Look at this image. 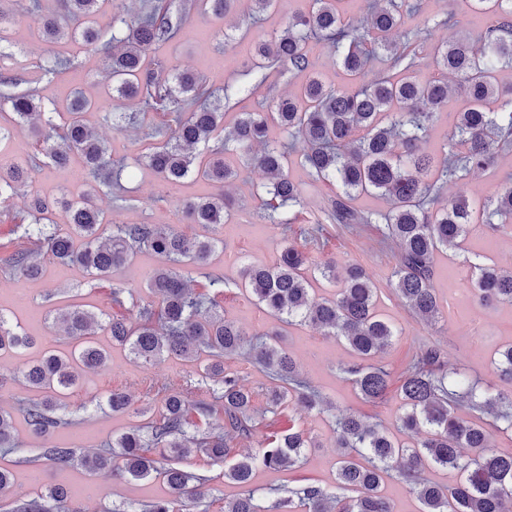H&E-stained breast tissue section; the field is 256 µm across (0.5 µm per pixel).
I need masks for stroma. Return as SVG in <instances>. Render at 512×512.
I'll use <instances>...</instances> for the list:
<instances>
[{"label":"stroma","instance_id":"1","mask_svg":"<svg viewBox=\"0 0 512 512\" xmlns=\"http://www.w3.org/2000/svg\"><path fill=\"white\" fill-rule=\"evenodd\" d=\"M302 0H283L278 11L265 14L262 21L252 22L247 12L235 16L236 43L224 44L214 32L222 23L214 16L194 15L187 29L173 42L156 52L157 58L177 62L204 77L210 85L226 88L231 99L249 97L257 93L265 97V90L255 89L257 73L251 72V43L259 38L280 31L288 15L302 9ZM457 19V26L442 24L444 13ZM471 16L470 0H425L421 12L406 19L397 40H405L407 32L428 28L425 41L419 42L421 55H428L431 46L460 35L461 23ZM53 52L70 57L84 74L83 83L53 81L42 84L41 96L48 101L66 104L72 91L80 90L94 95L98 107L85 113L84 121L101 138L112 145L113 158L132 157L148 130L159 126V118L148 120L143 127H127L116 131L102 119V106L113 111L128 112L130 102L110 98L107 85L109 77L100 56L88 53L82 44L53 45ZM289 177L302 191L300 205L289 215L294 222L290 231L269 224L260 217L263 172L256 167H243L226 190L237 200L233 219L229 224L213 228L203 224H181L178 232L190 237H216L222 244L210 269L223 276L224 288L220 296L225 319L232 321L249 334L277 331L279 344L295 357L303 378L316 388L324 398L322 406L308 408L290 403L277 413L267 415L260 437L277 435L294 428L303 431L314 443L308 449V461L295 471L258 467L249 489L259 504H266L269 489L288 487L295 480L306 478L328 490L336 488V425L335 418L351 411L364 420L382 424L389 432H396L401 402L396 393H389L384 401L371 403L362 398L344 366L354 360L344 339L323 335L307 325L288 324L276 319L260 306L242 285L240 271L244 265L274 264L280 249L293 243L309 257L306 269L315 293L320 297L333 294L336 283L326 281L316 271L320 262L336 260L338 265L353 263L364 268L376 289L379 313L399 331L375 362L377 365L400 374L408 362L428 345L442 349L448 368L458 370L470 379L479 381L490 391H507L512 383L501 379L496 364L500 353L512 346V304L502 303L495 309L485 310L476 305L471 293V260L512 270V232L488 236L483 225H471L470 230L455 249L440 250L434 257L439 274L436 287L441 314L431 324L421 322L404 304L390 285L397 261L394 243L382 239L375 224H360L348 229L327 220L325 209L336 188L326 182L312 181L308 171L297 161H290ZM512 177V151L497 152L491 169L474 172L449 183L445 199L465 198L479 202L494 197L506 178ZM121 183L127 195L140 201L139 207L125 208L116 196L99 193L96 203L115 224H165L176 214L180 204L188 199L213 194L209 182L186 179L177 188H170L154 172L145 167L126 170ZM325 224L320 242L306 240L303 228L315 221ZM160 263L148 251L136 253L126 264L113 268L110 281L92 284L86 272L77 265L46 263L43 276L36 281L13 274L0 273V314L16 330L38 336L57 347L68 348L69 339L52 322H30L25 313L17 309L18 297H26L30 306L43 311L49 302L59 304H90L103 313H115L111 302V288L120 285L133 289L136 298L149 300L146 281ZM97 341L108 351L105 364L96 371L82 374L77 386L67 390L62 401L67 411L75 416L73 425L60 427L49 435L39 436L30 431L19 409L23 401L34 398L18 376L30 363L39 359V352L26 349L0 354V376L7 379L0 390V406L15 414V449L7 454L0 452V468L12 469L14 479L8 496L0 498V505L10 506L17 499H30L44 492L46 486L56 482L57 474L48 465L39 468L27 466L26 461L35 457L40 448L51 444H64L82 452H98L111 445L113 439L134 427L144 425L146 416L139 414V407L158 404L157 390L167 385L186 388L192 401L212 402L213 394L208 384L202 382L198 364L170 357L155 366L135 360L126 349L113 345L108 333L102 332ZM115 391L128 393L136 407L115 414L107 405L108 396ZM182 467L209 476L210 512H220L225 500L242 494V487L226 482L223 464H215L193 454L184 458ZM68 480L94 479L100 492L93 500L75 501L76 512H114L124 508L135 512L139 503L165 496L167 488L161 479L149 481L113 479L110 472L95 476L76 468L70 470Z\"/></svg>","mask_w":512,"mask_h":512}]
</instances>
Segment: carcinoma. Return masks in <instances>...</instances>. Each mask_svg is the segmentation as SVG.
<instances>
[{
    "instance_id": "carcinoma-1",
    "label": "carcinoma",
    "mask_w": 512,
    "mask_h": 512,
    "mask_svg": "<svg viewBox=\"0 0 512 512\" xmlns=\"http://www.w3.org/2000/svg\"><path fill=\"white\" fill-rule=\"evenodd\" d=\"M11 2L0 0V108H10L14 128L0 126V141L12 138L15 128L26 130L37 138L39 155L0 168V205L8 207L17 188L28 186L42 165L65 167L75 153L96 187L112 188L127 163L112 160L107 142L85 124L83 115L94 107L93 98L83 93L72 98L68 118L60 125L55 104L40 97L43 81L75 71L73 60L55 55L35 62L15 50L8 34L15 22ZM31 2L29 13L42 40L81 41L102 55L117 97L134 102L142 115L166 113V136L157 141L150 135L153 142L139 151L135 162L171 186L195 178L217 187L210 196L183 203L192 224L217 228L228 221L233 200L224 193V184L237 176L229 159L235 154L268 176L263 217L288 231V209L300 202L287 172L288 156L295 152L314 181L338 185L336 199L327 209L330 221L347 226L383 221L385 239L399 248L391 285L427 323L440 313L434 254L457 247L471 224H482L492 234L512 226L511 182L478 208L465 199L440 204L449 181L488 169L494 164V150L512 148V83L499 79L500 71L512 66V0H473L474 19L488 25L475 42L464 36L436 46L432 63L442 77L431 81L417 76L421 57L413 43L392 39L405 18L420 11L421 0H304L306 8L289 15L280 32L255 42L253 67L262 71L257 89L272 70L281 76L304 73L305 81L294 93L242 107L229 128L224 127V106L230 98L215 95L208 84L177 64L147 57L181 34L193 13L227 18L244 2L248 14L257 19L281 0H178L135 15L114 11L108 38L98 28V18L113 0H60L61 8L48 13L40 9V0ZM355 7L366 11L358 25L349 18ZM314 35L336 53L342 80L336 87L326 86L317 73V61L308 49ZM373 60L378 68L372 72ZM450 79L464 103L459 111L448 113L453 139L439 157L423 143L436 112L448 104ZM492 101L500 103L499 111L488 109ZM272 126L282 128L287 141L269 140ZM360 193L386 198L389 210H356L352 201ZM25 197L24 210L13 221L30 247L3 258L4 269L36 280L42 272L39 256L45 254L58 263L82 267L95 281L108 277L136 251H150L162 260L147 282L153 301L140 303L131 289L112 288L115 305L123 307L125 299H131L134 323L123 317L105 321L84 305L55 308L53 320L64 326L74 348L68 354L48 349L22 371L28 388L48 393L21 408L33 431L47 434L73 422L58 397L77 384L76 368L93 370L107 358L94 340L104 328L113 343L149 366L170 356L188 362L203 354L208 357L202 379L211 383L215 404L193 405L184 391L165 387L156 417L112 442L123 461L119 477H160L167 486L166 496L142 504L139 512H181L187 502L208 512L209 477L178 466L191 452L224 464V478L240 486L250 485L258 465L283 470L304 465L306 449L314 443L292 428L257 452L226 463L227 439L257 437L265 414L254 409L253 393L241 379L224 371V359L246 355L267 373L273 383L269 412L292 401L313 408L322 399L301 378L287 350L262 335L250 338L224 319L217 301L223 278L209 277L211 293L196 294L187 287L181 271L208 266L221 240L189 238L169 224H115L106 233L91 189L77 194L67 190L55 201L35 192ZM57 207L67 215L65 229L53 219ZM307 264L304 252L287 245L275 265H246L241 277L244 287L274 317L296 319L344 338L356 356L346 373L362 397L370 402L386 399L394 380L372 358L391 343L395 330L376 312L372 283L359 266L339 268L329 260L317 270L325 280L341 281L342 287L332 297L317 300L310 294ZM472 268L482 304L512 302V271L479 263ZM34 342L0 315V351L27 349ZM397 392L404 405L401 431L418 442L402 444L384 428L351 413L338 418L336 483L344 494L304 482L273 490L267 506L257 503L251 491L226 499L224 512H393L383 486L394 471L417 497L420 512H512V455L498 454L489 444V429L512 431V393L491 394L479 382L448 369L442 350L434 345L408 364ZM193 410L206 417L218 412L220 421L200 433L190 420ZM13 448L12 414L1 408L0 451ZM40 460L60 472L76 464L89 472L112 468L110 452L79 455L59 445L40 449L31 462ZM437 467L456 471L455 483L443 487L423 478ZM68 498L67 489L56 482L36 498L13 502L6 512H74Z\"/></svg>"
}]
</instances>
